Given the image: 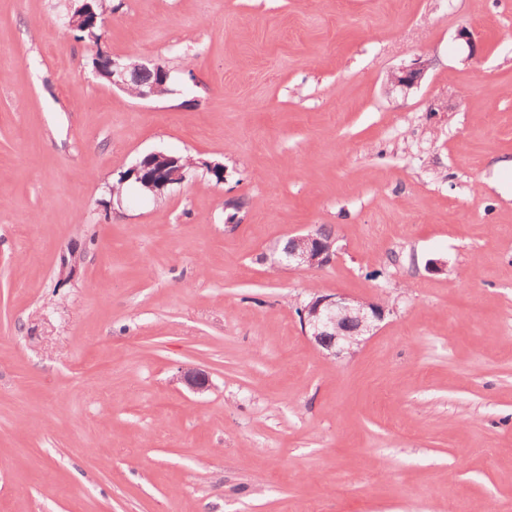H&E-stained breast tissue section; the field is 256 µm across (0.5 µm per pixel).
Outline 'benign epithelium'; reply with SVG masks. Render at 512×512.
Listing matches in <instances>:
<instances>
[{
	"label": "benign epithelium",
	"instance_id": "1",
	"mask_svg": "<svg viewBox=\"0 0 512 512\" xmlns=\"http://www.w3.org/2000/svg\"><path fill=\"white\" fill-rule=\"evenodd\" d=\"M428 70V63L417 59L409 66L391 74L395 87L411 89L419 85ZM112 85L127 89L137 87V97L149 99L161 94L168 80V72L160 62L150 65L132 61L112 63ZM129 172L141 186L151 192L182 183L188 173L180 165V158L162 151H152L141 157ZM336 256V238L326 239L319 229L291 237L274 250V264L290 268L312 270L326 266ZM304 329L327 355L338 357L354 353L363 337L370 334L383 319L385 310L378 304L354 300L340 294L313 298L302 310ZM181 381L193 392L203 393L210 387L209 377L199 370H187Z\"/></svg>",
	"mask_w": 512,
	"mask_h": 512
}]
</instances>
